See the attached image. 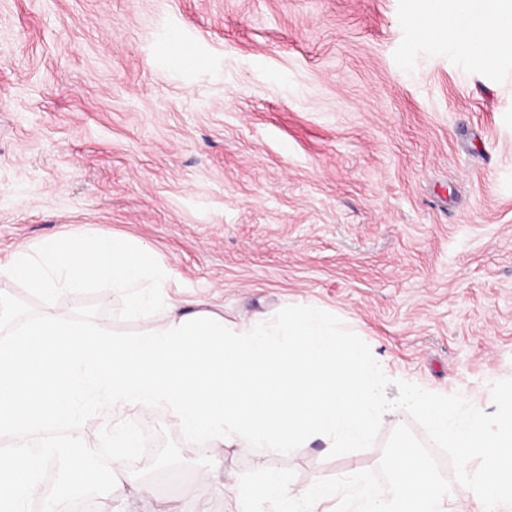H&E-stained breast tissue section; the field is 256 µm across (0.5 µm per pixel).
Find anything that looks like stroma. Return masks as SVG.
Instances as JSON below:
<instances>
[{
	"label": "stroma",
	"mask_w": 512,
	"mask_h": 512,
	"mask_svg": "<svg viewBox=\"0 0 512 512\" xmlns=\"http://www.w3.org/2000/svg\"><path fill=\"white\" fill-rule=\"evenodd\" d=\"M417 0H0V260L113 234L175 272L170 293L236 322L315 305L394 384L494 412L512 378V52L420 33ZM119 298L66 293L60 315ZM187 469L97 512H181ZM375 443L300 447L293 487L377 469Z\"/></svg>",
	"instance_id": "35a3bbf8"
}]
</instances>
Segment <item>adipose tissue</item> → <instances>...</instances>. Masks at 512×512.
I'll list each match as a JSON object with an SVG mask.
<instances>
[{"instance_id":"obj_1","label":"adipose tissue","mask_w":512,"mask_h":512,"mask_svg":"<svg viewBox=\"0 0 512 512\" xmlns=\"http://www.w3.org/2000/svg\"><path fill=\"white\" fill-rule=\"evenodd\" d=\"M448 32L454 45L495 56L512 48V0H447Z\"/></svg>"}]
</instances>
